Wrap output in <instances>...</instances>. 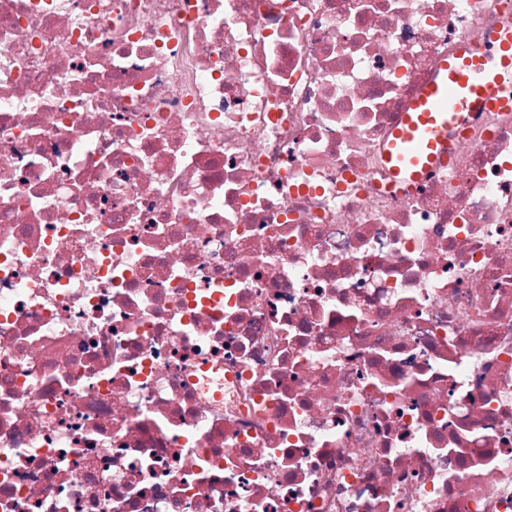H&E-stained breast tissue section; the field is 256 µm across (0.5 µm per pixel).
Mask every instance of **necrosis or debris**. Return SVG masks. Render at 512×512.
<instances>
[{"label": "necrosis or debris", "instance_id": "necrosis-or-debris-1", "mask_svg": "<svg viewBox=\"0 0 512 512\" xmlns=\"http://www.w3.org/2000/svg\"><path fill=\"white\" fill-rule=\"evenodd\" d=\"M512 0H0V512H512V110L391 131Z\"/></svg>", "mask_w": 512, "mask_h": 512}]
</instances>
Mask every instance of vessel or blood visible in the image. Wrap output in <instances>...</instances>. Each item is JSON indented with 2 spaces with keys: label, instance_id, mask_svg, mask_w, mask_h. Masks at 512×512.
<instances>
[{
  "label": "vessel or blood",
  "instance_id": "obj_1",
  "mask_svg": "<svg viewBox=\"0 0 512 512\" xmlns=\"http://www.w3.org/2000/svg\"><path fill=\"white\" fill-rule=\"evenodd\" d=\"M512 108V28L488 34L477 46L460 47L442 62L392 133L387 152L392 184L418 183L441 158L452 132L467 114Z\"/></svg>",
  "mask_w": 512,
  "mask_h": 512
}]
</instances>
